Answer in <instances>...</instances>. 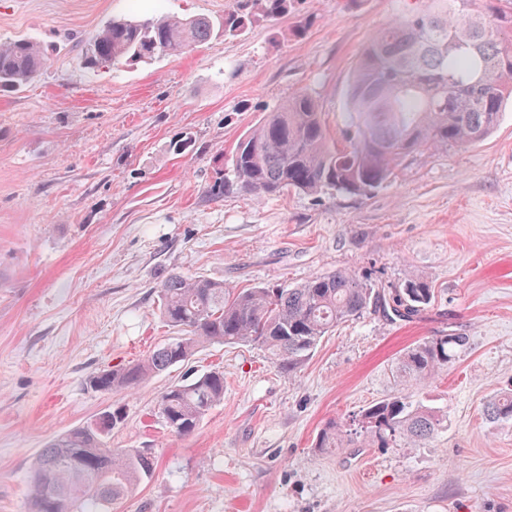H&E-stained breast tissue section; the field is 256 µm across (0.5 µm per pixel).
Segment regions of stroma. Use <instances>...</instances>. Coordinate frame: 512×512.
<instances>
[{
    "instance_id": "35a3bbf8",
    "label": "stroma",
    "mask_w": 512,
    "mask_h": 512,
    "mask_svg": "<svg viewBox=\"0 0 512 512\" xmlns=\"http://www.w3.org/2000/svg\"><path fill=\"white\" fill-rule=\"evenodd\" d=\"M234 4L0 0V43L52 47L37 78L0 93V512H29L41 448L116 406L113 447L150 449L156 470L105 512H512V422L483 415L512 391V107L482 141L411 152L367 195L213 198L237 140L296 92L343 142L354 67L401 8L298 0L179 56L81 62L112 17L220 18ZM337 270L386 287L422 277L435 298L410 323L367 309L291 370L255 345L199 347L189 367L223 371L224 399L187 437L157 413L186 369L86 386L175 336L159 310L169 272L239 289ZM442 332L467 338L453 363L404 384L401 354ZM401 392L446 427L416 448H317L327 422Z\"/></svg>"
}]
</instances>
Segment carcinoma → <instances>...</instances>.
<instances>
[{"instance_id": "carcinoma-1", "label": "carcinoma", "mask_w": 512, "mask_h": 512, "mask_svg": "<svg viewBox=\"0 0 512 512\" xmlns=\"http://www.w3.org/2000/svg\"><path fill=\"white\" fill-rule=\"evenodd\" d=\"M298 0H237L218 23L205 16L114 18L82 49L94 72L116 62L148 63L177 56L217 35L236 36L255 17L277 19ZM398 18L365 45L353 71L348 104V144L339 147L317 102L304 91L266 113L238 140L229 170L216 171L208 193L239 190L270 196L293 190L316 196L328 190L367 194L392 175L403 155L421 147L467 145L484 139L512 101V0H402ZM49 47L29 39L0 44V91L30 82L46 65ZM160 314L181 335L142 361L88 377L90 388H133L183 365L206 343H255L281 365L296 367L320 340L370 306L399 320L420 317L433 290L421 278L377 290L348 271L313 276L292 288L235 292L204 276L167 275L159 284ZM466 337H427L402 355L398 372L425 380L448 367ZM224 399V373L190 375L160 397L168 428L190 436ZM484 414L512 421V392L492 399ZM124 420L118 408L74 428L41 449L30 465V512H103L152 478L155 458L138 449L112 447V429ZM359 430L330 421L318 448H413L446 426L442 411L406 395L362 410Z\"/></svg>"}]
</instances>
